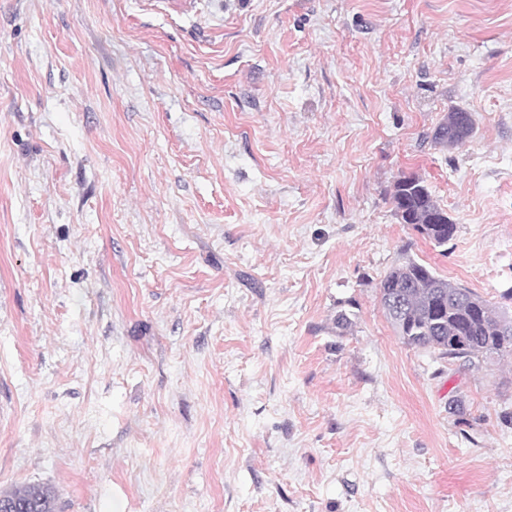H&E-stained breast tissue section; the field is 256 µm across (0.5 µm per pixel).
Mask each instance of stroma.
<instances>
[{
  "instance_id": "obj_1",
  "label": "stroma",
  "mask_w": 512,
  "mask_h": 512,
  "mask_svg": "<svg viewBox=\"0 0 512 512\" xmlns=\"http://www.w3.org/2000/svg\"><path fill=\"white\" fill-rule=\"evenodd\" d=\"M409 258L512 316V0H0V491L512 512V355L404 345ZM474 128L471 112L452 109L434 130L433 140L442 146L457 147L472 136ZM392 203L401 222L411 224L420 234L421 229L428 231L426 238L435 246H446L454 237L455 224L419 177H400L394 184Z\"/></svg>"
}]
</instances>
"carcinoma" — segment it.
Instances as JSON below:
<instances>
[{"label":"carcinoma","mask_w":512,"mask_h":512,"mask_svg":"<svg viewBox=\"0 0 512 512\" xmlns=\"http://www.w3.org/2000/svg\"><path fill=\"white\" fill-rule=\"evenodd\" d=\"M473 132L472 114L453 109L434 130L433 140L442 146L457 147ZM392 203L401 222L417 231H428V239L435 246H446L454 237L456 224L420 178H399L394 184ZM378 290L384 314L408 347L434 349L446 357L448 339L460 336L467 342L466 360L471 363L512 352V317L417 260L391 268ZM0 500L16 512H55L56 508L54 492L41 485L0 491Z\"/></svg>","instance_id":"obj_1"}]
</instances>
